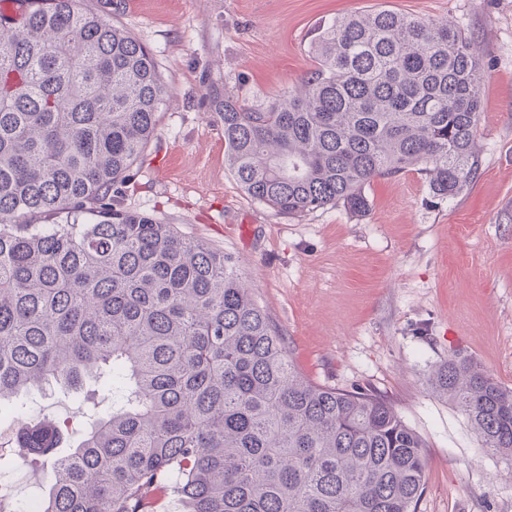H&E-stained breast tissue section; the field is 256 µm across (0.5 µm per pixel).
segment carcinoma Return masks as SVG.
<instances>
[{"mask_svg":"<svg viewBox=\"0 0 512 512\" xmlns=\"http://www.w3.org/2000/svg\"><path fill=\"white\" fill-rule=\"evenodd\" d=\"M0 12V407L110 375L76 447L50 458L41 512H415L421 437L382 396L295 367L237 262L123 212L164 102L154 55L83 0ZM315 65L265 106L224 92V155L251 199L300 217L367 209L374 179L423 166L438 198L478 177L484 63L448 21L379 8L336 18ZM53 216L54 224L40 219ZM434 390L512 463V388L454 357Z\"/></svg>","mask_w":512,"mask_h":512,"instance_id":"obj_1","label":"carcinoma"}]
</instances>
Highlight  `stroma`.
I'll use <instances>...</instances> for the list:
<instances>
[{"instance_id":"35a3bbf8","label":"stroma","mask_w":512,"mask_h":512,"mask_svg":"<svg viewBox=\"0 0 512 512\" xmlns=\"http://www.w3.org/2000/svg\"><path fill=\"white\" fill-rule=\"evenodd\" d=\"M153 53L166 103L116 209L173 224L231 254L310 380L387 398L425 444L417 512H512V466L482 448L464 414L433 392V368L469 358L512 387V0H86ZM392 8L448 19L485 62L480 174L453 200L425 172L375 179L368 208L276 214L248 197L224 157V95L259 106L314 60L315 29ZM103 392L20 395L0 413V468L15 512L40 501L47 469L25 460L21 422L82 436Z\"/></svg>"}]
</instances>
